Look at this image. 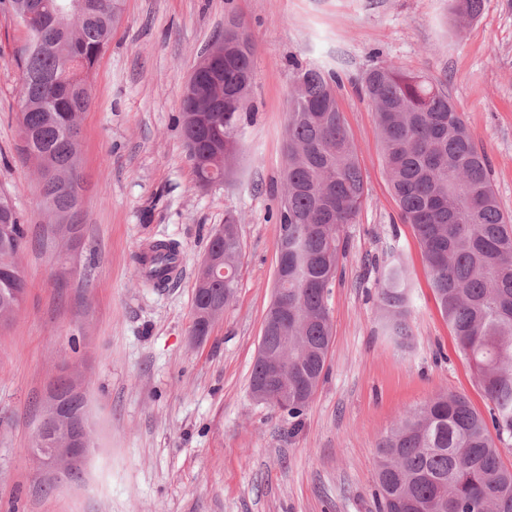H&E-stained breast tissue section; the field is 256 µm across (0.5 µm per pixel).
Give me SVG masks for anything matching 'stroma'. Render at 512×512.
I'll return each mask as SVG.
<instances>
[{"label":"stroma","mask_w":512,"mask_h":512,"mask_svg":"<svg viewBox=\"0 0 512 512\" xmlns=\"http://www.w3.org/2000/svg\"><path fill=\"white\" fill-rule=\"evenodd\" d=\"M234 19L255 44V115L224 183L196 184L176 118L200 54ZM26 28L0 13V188L28 230V290L0 327V512H377L378 445L398 416L441 392L487 403L458 351L411 225L382 161L374 109L360 93L376 64L428 77L463 111L512 215V0L473 19L449 0H123L81 117V228L56 276L42 246L49 218L20 133ZM335 69L360 149L365 201L345 225L330 285L326 376L299 418L257 402L250 375L271 302L288 101L295 65ZM240 218L231 304L190 336L200 262L226 213ZM181 245L176 279L145 288L142 244ZM400 260L412 339L382 330L375 262ZM81 383L94 449L79 483L47 487L29 448L61 368Z\"/></svg>","instance_id":"35a3bbf8"}]
</instances>
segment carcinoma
I'll return each mask as SVG.
<instances>
[{
  "instance_id": "carcinoma-1",
  "label": "carcinoma",
  "mask_w": 512,
  "mask_h": 512,
  "mask_svg": "<svg viewBox=\"0 0 512 512\" xmlns=\"http://www.w3.org/2000/svg\"><path fill=\"white\" fill-rule=\"evenodd\" d=\"M36 18L26 26L22 56L20 130L24 151L36 165L40 204L53 224L47 243L57 250L61 271L71 258L61 250L79 231L81 195L77 139L91 93L92 71L106 50L122 13V0H88L89 9L61 24L72 0H30ZM224 111L211 112L201 132L182 123L198 186L224 182L239 143L224 139L251 118L249 100L254 46L235 21L224 24ZM336 72L297 68L288 112L286 162L277 248L288 246V303L304 317L261 338L277 347L288 337V406L293 418L315 395L293 394V378H319L331 344L328 288L364 197L359 148L338 102ZM362 90L375 109L383 162L403 223L412 225L427 262L431 288L459 351L488 402L477 412L467 396L439 393L414 412L401 414L378 449L376 482L380 512H512V467L501 446L512 439V216L503 213L484 149L474 141L463 113L428 78L394 63L366 72ZM27 228L10 195L0 189V325L19 310L27 280L19 257ZM215 261L198 271L191 334L206 336L210 322L199 313L227 305L237 288L240 237L211 239ZM180 244L157 240L149 258L138 257L142 285L170 282ZM407 271L398 262L381 271L378 299L386 333L398 344L412 336ZM56 390L69 419L81 415L83 396L62 381ZM38 435L51 446L69 432L63 421H42Z\"/></svg>"
}]
</instances>
